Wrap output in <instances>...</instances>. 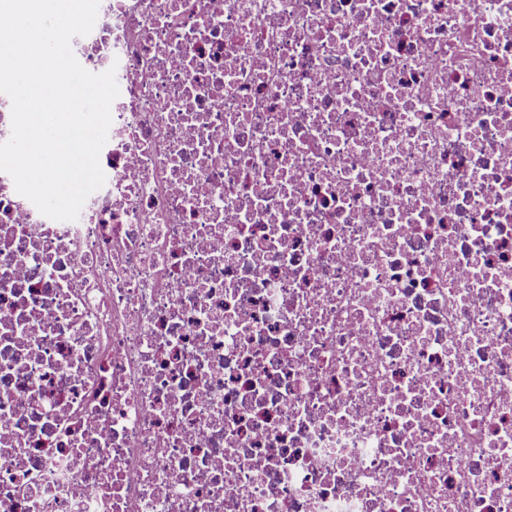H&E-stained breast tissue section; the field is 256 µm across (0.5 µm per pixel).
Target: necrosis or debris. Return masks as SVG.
Returning a JSON list of instances; mask_svg holds the SVG:
<instances>
[{
    "mask_svg": "<svg viewBox=\"0 0 512 512\" xmlns=\"http://www.w3.org/2000/svg\"><path fill=\"white\" fill-rule=\"evenodd\" d=\"M105 185L0 172V512H512V0H100Z\"/></svg>",
    "mask_w": 512,
    "mask_h": 512,
    "instance_id": "1",
    "label": "necrosis or debris"
}]
</instances>
